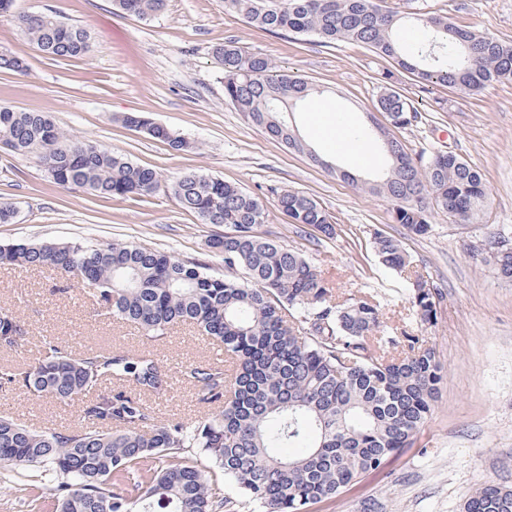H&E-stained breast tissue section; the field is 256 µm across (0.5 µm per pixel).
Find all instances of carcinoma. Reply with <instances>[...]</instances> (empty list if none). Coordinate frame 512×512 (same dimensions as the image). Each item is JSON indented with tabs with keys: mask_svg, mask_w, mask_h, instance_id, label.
I'll return each mask as SVG.
<instances>
[{
	"mask_svg": "<svg viewBox=\"0 0 512 512\" xmlns=\"http://www.w3.org/2000/svg\"><path fill=\"white\" fill-rule=\"evenodd\" d=\"M15 0H0V17L16 22L37 48L59 58L83 57L90 36L54 12L17 14ZM124 13L149 19L167 0H115ZM224 11L274 33L350 43L391 59L419 83H442L475 93L512 79V40L461 29L435 14L402 16L379 0H223ZM224 73V101L270 139L289 145L288 113L313 91L265 56L229 40L212 50ZM23 73L25 61L0 52V70ZM382 73L376 101L395 128L419 114L412 100ZM122 123L145 131L177 152L199 145L139 113ZM383 149L385 170L352 184L391 204L394 223L416 235L437 215L477 224L488 207L482 174L451 150L412 155L397 138ZM0 148L39 151L56 183L100 196H147L159 174L89 140L68 138L46 112L0 106ZM181 206L205 224L224 225L211 240L223 256L224 276L201 262L183 261L142 246L93 242L20 243L0 247V266L56 272L53 292L82 283L96 305L151 341L180 325L198 329L224 350V360L190 364L184 379L200 401L218 412L194 421L155 422L150 405L106 385L158 394L167 381L157 355L145 348L75 351L46 342L30 364L0 368V388L22 385L37 395L82 404V425L37 430L0 418V468H44L54 476L55 512H230L234 501L217 492L196 448L220 471L224 484L265 512H307L336 498L366 473L383 467L413 444L431 413L442 380L435 348L407 337L402 349L387 334L381 307L364 296L342 300L302 251L262 237L264 201L220 178L189 172L172 183ZM275 206L293 224L336 236V224L311 195L285 191ZM372 248L380 265L406 276L409 303L423 324L437 319L443 299L422 277L408 274L411 256L400 240L377 232ZM484 261L512 279V248L488 246ZM24 337L21 322L0 312V350ZM303 445L296 456L278 448ZM463 512H512V489L487 483Z\"/></svg>",
	"mask_w": 512,
	"mask_h": 512,
	"instance_id": "cac0c4a2",
	"label": "carcinoma"
}]
</instances>
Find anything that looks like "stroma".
I'll use <instances>...</instances> for the list:
<instances>
[{"mask_svg": "<svg viewBox=\"0 0 512 512\" xmlns=\"http://www.w3.org/2000/svg\"><path fill=\"white\" fill-rule=\"evenodd\" d=\"M386 4L403 15L434 12L459 27L512 40V0ZM14 9L57 12L88 31L93 49L81 58H53L0 19V51L28 63L23 75L0 70V106L50 113L71 138L153 168L161 182L147 196L101 197L56 184L37 155L0 148V204L16 211L12 222L0 223V245L129 242L207 263L220 274L224 262L210 241L223 234V226L202 223L184 210L170 185L187 172L238 184L267 205L256 233L303 250L335 292L372 296L388 325L435 348L445 366L438 399L413 446L308 512H462L480 484L512 488V281L498 277L478 252L499 234L512 237V81L490 83L476 95L437 84L423 92L412 74L398 73V88L422 120L396 130V137L414 154L424 147L452 148L481 171L489 192L481 223L454 224L438 216L430 232L418 236L392 222L386 200L360 193L327 170L332 163L367 178L384 167L385 156L360 166L314 131L312 110L319 102L330 103L355 129L385 123L374 103L379 77L392 60L346 43L327 46L252 26L225 11L222 0H168L165 11L149 20L123 14L113 0H15ZM227 40L273 58L315 86L295 118L319 162L271 140L225 103L224 74L212 50ZM130 112L197 141L199 150L177 153L146 132L126 128L121 117ZM288 190L321 203L336 223L334 239L289 222L272 197ZM377 232L400 239L413 274L441 289L434 324L420 323L400 280L378 267L372 249ZM56 279L43 268L0 267V311L13 313L25 331L17 347L0 351V365L32 362L47 340L75 348L142 346L136 329L99 312L83 285L65 296L51 294ZM153 349L173 378L172 389L150 399L156 419L210 413L211 405L182 381L180 370L217 361L218 348L181 326ZM0 418L38 429L72 428L79 406L16 386L0 390ZM51 486L41 470L0 468V512H50Z\"/></svg>", "mask_w": 512, "mask_h": 512, "instance_id": "1", "label": "stroma"}]
</instances>
